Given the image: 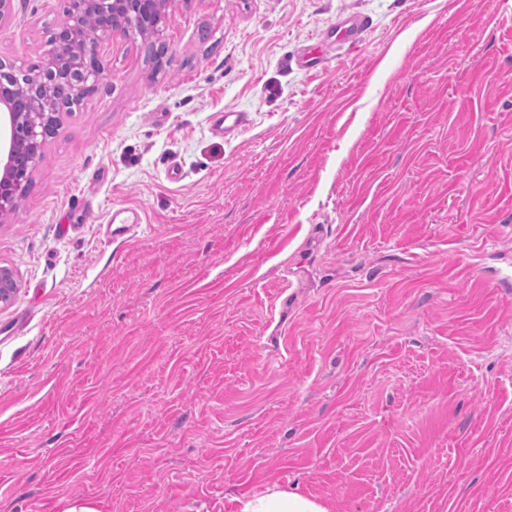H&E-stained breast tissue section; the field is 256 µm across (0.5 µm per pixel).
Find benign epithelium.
<instances>
[{"instance_id": "7a95c632", "label": "benign epithelium", "mask_w": 512, "mask_h": 512, "mask_svg": "<svg viewBox=\"0 0 512 512\" xmlns=\"http://www.w3.org/2000/svg\"><path fill=\"white\" fill-rule=\"evenodd\" d=\"M64 20L51 32L42 53L41 78L26 87L0 65V221L16 212L18 192L58 129L61 115L94 90L86 74L99 75L100 41L132 28L161 41L174 0H63ZM99 17L100 28H81L86 14ZM18 291L8 267H0V305Z\"/></svg>"}]
</instances>
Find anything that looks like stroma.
Masks as SVG:
<instances>
[{"instance_id": "obj_1", "label": "stroma", "mask_w": 512, "mask_h": 512, "mask_svg": "<svg viewBox=\"0 0 512 512\" xmlns=\"http://www.w3.org/2000/svg\"><path fill=\"white\" fill-rule=\"evenodd\" d=\"M63 19L12 0L0 60ZM163 41L102 44L0 222V512H512V0H177ZM367 27V21L360 16H351L337 24L336 36L338 39L348 43L349 46L355 47L360 39L363 31ZM246 116L242 112H218L213 116L211 129L217 135H224L243 126ZM106 224L110 228L114 226L116 227L111 229V234L113 239H117L123 237L127 234L135 225L134 224H142V216L141 212L137 208L133 207H121L112 210V215L107 219ZM240 502V512H330L318 499L280 489L277 484Z\"/></svg>"}]
</instances>
